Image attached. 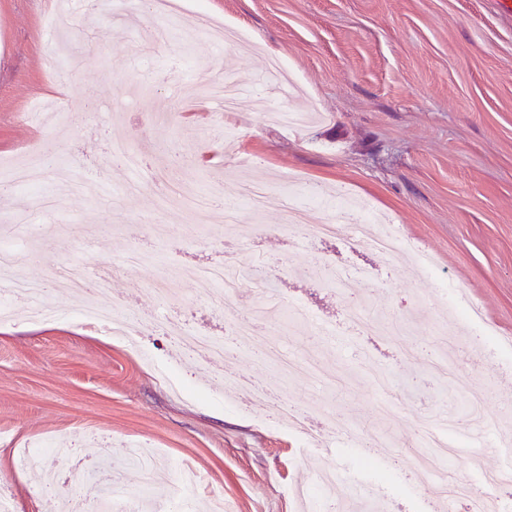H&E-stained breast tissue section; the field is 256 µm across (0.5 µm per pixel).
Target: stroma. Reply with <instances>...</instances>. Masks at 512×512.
I'll return each mask as SVG.
<instances>
[{
	"instance_id": "35a3bbf8",
	"label": "stroma",
	"mask_w": 512,
	"mask_h": 512,
	"mask_svg": "<svg viewBox=\"0 0 512 512\" xmlns=\"http://www.w3.org/2000/svg\"><path fill=\"white\" fill-rule=\"evenodd\" d=\"M111 4L0 0V168L54 135L61 148L55 167L0 195V239L18 225L48 228L23 276L41 284V301L57 314L30 321L36 301L18 291L6 300L14 317L0 319V489L15 512H61L71 496L69 487L46 486L40 469L18 467L38 441L60 475L77 462L93 467L108 448L112 468L98 479L127 494L143 482L142 468L129 464L131 445L200 476L180 496L177 474L156 485L155 512H169L175 498L182 512L216 498L224 512H297L289 490L318 467L355 478L329 490L326 512H348L347 496L368 483L378 484L388 512H434L430 484L407 465L424 421L482 425L481 440H466L453 464L455 477L477 487L482 473L512 468V351L477 345L445 316L452 288L512 336V20L490 0H205L211 21L252 38L225 47L170 17L125 24ZM62 15L91 53H58ZM273 56L294 83L255 96ZM224 78L245 88L233 110L188 103L187 88ZM261 98L315 120L269 122ZM116 142L147 153V165L134 171L116 161ZM159 170L203 194L239 182L272 192L260 211L214 206L200 219L181 196L159 195ZM304 183L320 199L307 203L304 224L286 227L282 198ZM339 188L433 255L436 279L409 278L352 243L350 230L317 239L316 226L336 214L321 200ZM133 249L146 260L125 267ZM230 253L263 258L280 302L306 308L286 343L290 354L315 358L321 376H287L264 361L269 319L256 317L250 339L236 335V321L254 315L253 289L220 310L174 278L176 301L160 300V277ZM74 263L110 269L111 294L139 328L140 352L79 319L77 295L58 279ZM333 264L372 274L368 309L379 322L400 323L403 341L349 325L361 295L326 285L322 270ZM180 328L236 351L222 368H206L175 337ZM450 333L447 358L457 370L447 379L432 364L442 357L437 338ZM163 368L184 393L160 380ZM235 372L259 377L272 396L328 410L330 428L317 442L299 441L269 407L226 394L224 379ZM460 378L486 393L479 420L462 411ZM367 441L381 451L365 471L358 447Z\"/></svg>"
}]
</instances>
